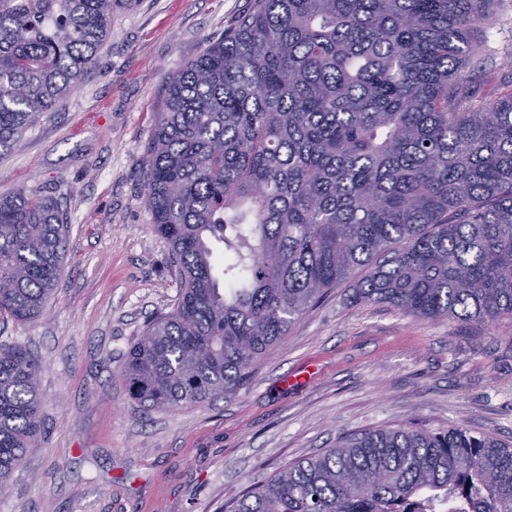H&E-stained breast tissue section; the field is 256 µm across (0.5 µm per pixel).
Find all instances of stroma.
I'll list each match as a JSON object with an SVG mask.
<instances>
[{
    "label": "stroma",
    "instance_id": "1",
    "mask_svg": "<svg viewBox=\"0 0 512 512\" xmlns=\"http://www.w3.org/2000/svg\"><path fill=\"white\" fill-rule=\"evenodd\" d=\"M253 0H139L114 14L96 68L0 152V192L58 201L64 273L45 313L0 320V344L42 362V432L0 512H219L277 469L348 433L459 426L512 447V322L430 320L326 293L231 397L143 413L119 377L180 274L152 229L142 159L171 73L234 28ZM475 38L512 58V0ZM313 364L305 384L281 377Z\"/></svg>",
    "mask_w": 512,
    "mask_h": 512
}]
</instances>
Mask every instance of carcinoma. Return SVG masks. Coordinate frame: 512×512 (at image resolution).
Segmentation results:
<instances>
[{
    "mask_svg": "<svg viewBox=\"0 0 512 512\" xmlns=\"http://www.w3.org/2000/svg\"><path fill=\"white\" fill-rule=\"evenodd\" d=\"M492 0H254L176 69L143 160L177 303L126 352L144 411L235 395L327 291L426 319L512 320V78L470 32ZM137 0H0V148L96 66ZM224 243V288L212 243ZM53 200L0 193V318L63 274ZM40 359L0 347V488L41 432ZM512 512V448L462 427L345 436L220 512Z\"/></svg>",
    "mask_w": 512,
    "mask_h": 512,
    "instance_id": "cac0c4a2",
    "label": "carcinoma"
}]
</instances>
